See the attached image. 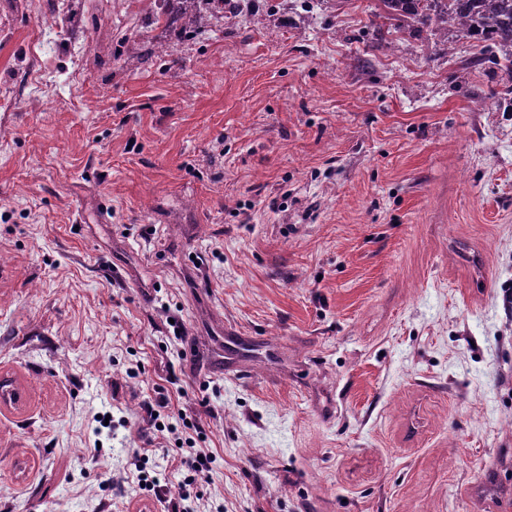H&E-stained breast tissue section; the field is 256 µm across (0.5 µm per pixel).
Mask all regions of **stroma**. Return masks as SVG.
I'll return each instance as SVG.
<instances>
[{
    "label": "stroma",
    "mask_w": 512,
    "mask_h": 512,
    "mask_svg": "<svg viewBox=\"0 0 512 512\" xmlns=\"http://www.w3.org/2000/svg\"><path fill=\"white\" fill-rule=\"evenodd\" d=\"M151 8L0 0V512H139L160 392L222 512H512L504 73L379 0ZM160 12L155 16L154 23L164 19V29L180 22L185 33L197 34L206 28L214 11L220 6L224 9V0H158ZM160 396L154 400V402H147L144 404L145 416L143 421L146 422L147 426L154 427L157 432H160L163 439L166 438L164 431L168 434L175 435L178 428L177 426L170 424L169 426L158 424V418L161 416V409H166L169 406V399L162 392L158 393ZM153 412H157V415H153Z\"/></svg>",
    "instance_id": "35a3bbf8"
}]
</instances>
